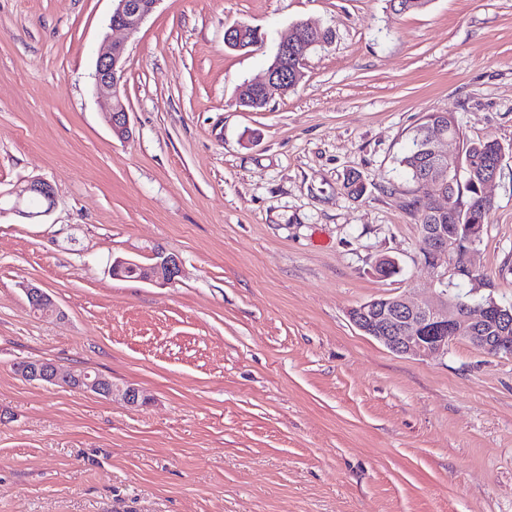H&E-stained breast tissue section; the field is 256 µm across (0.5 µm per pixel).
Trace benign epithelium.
<instances>
[{"label":"benign epithelium","mask_w":512,"mask_h":512,"mask_svg":"<svg viewBox=\"0 0 512 512\" xmlns=\"http://www.w3.org/2000/svg\"><path fill=\"white\" fill-rule=\"evenodd\" d=\"M114 9L110 26L130 34L138 31L145 19L154 11L159 0H113ZM309 25L299 22L294 25L290 36L278 44L276 56L269 65L265 79L257 83H248L239 89L237 99L243 98V92L252 89L266 91L272 82L286 72H291L294 82L304 77V65L309 51L319 46L311 40L307 32ZM259 32L249 26L236 25L225 32V42L233 49H246L257 44ZM126 44L114 42L101 53L96 61L93 92L96 97L108 103V124L113 135L119 139L132 136L127 104L120 93V86L126 74ZM460 142L459 136L443 123L426 126L421 138V146L434 165L426 172L424 183L436 188L432 197L447 200V209L458 207L456 197L445 190L448 183V164L452 161L458 172L470 168L469 160L462 149L446 151L442 144L447 141ZM39 196L48 202L53 201V191L49 183L40 178L18 180L12 188L0 191V200L12 202L11 207L1 208L0 216L13 215L17 218L35 222L48 215L50 208L32 212L23 208L26 198ZM484 231L482 224L468 225L469 249L463 259L464 268L475 274L472 263L474 246ZM421 251L427 254L424 262L435 269L450 264L457 265L450 257L449 245L455 236L442 224L419 225ZM138 255L144 258L140 262L134 259L117 257L112 261V274H117L130 265L136 266L138 280L155 286H167L176 282L181 272L179 259L165 253L159 247L143 249ZM447 274L439 277L442 287L440 304L417 303L405 295L390 298L373 299L354 307L349 312L352 323L362 332H366L391 352L421 359H435L448 353V347L458 341L466 340L473 346L495 355L512 356V305L499 304L493 299L484 302L469 303L448 298ZM27 300L33 312H43L55 318L63 317V311L55 300L43 289L29 284L24 288ZM22 374L28 381H37L47 385H64L68 388L92 391L105 398L121 394L129 405L139 401V389L128 385L116 388L112 381L99 373L84 370H71L66 374L46 361L29 360L23 363Z\"/></svg>","instance_id":"7a95c632"}]
</instances>
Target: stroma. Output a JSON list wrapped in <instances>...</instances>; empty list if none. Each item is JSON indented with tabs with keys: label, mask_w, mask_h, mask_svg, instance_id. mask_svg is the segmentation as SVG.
Wrapping results in <instances>:
<instances>
[{
	"label": "stroma",
	"mask_w": 512,
	"mask_h": 512,
	"mask_svg": "<svg viewBox=\"0 0 512 512\" xmlns=\"http://www.w3.org/2000/svg\"><path fill=\"white\" fill-rule=\"evenodd\" d=\"M111 15L0 0V189L54 191L42 222L0 218V512H512V356L398 355L348 317L436 296L397 164L432 112L505 151L478 275L448 292L512 304V0H160L131 36ZM300 21L332 42L246 111L239 88ZM235 25L263 43L229 49ZM114 40L124 141L92 91ZM145 245L181 259L175 284L113 276ZM28 282L64 320L31 312ZM29 359L143 401L25 380Z\"/></svg>",
	"instance_id": "1"
}]
</instances>
